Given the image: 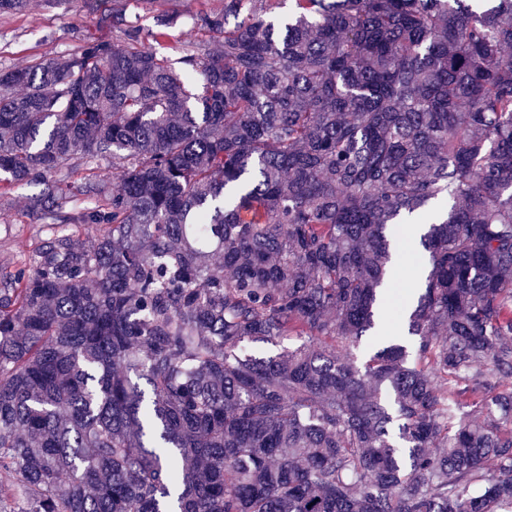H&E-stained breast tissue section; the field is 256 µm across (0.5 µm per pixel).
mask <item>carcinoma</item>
Listing matches in <instances>:
<instances>
[{"label": "carcinoma", "mask_w": 512, "mask_h": 512, "mask_svg": "<svg viewBox=\"0 0 512 512\" xmlns=\"http://www.w3.org/2000/svg\"><path fill=\"white\" fill-rule=\"evenodd\" d=\"M292 2L173 61L87 0L115 38L0 70V182L100 226L0 281V512H512V0Z\"/></svg>", "instance_id": "obj_1"}]
</instances>
